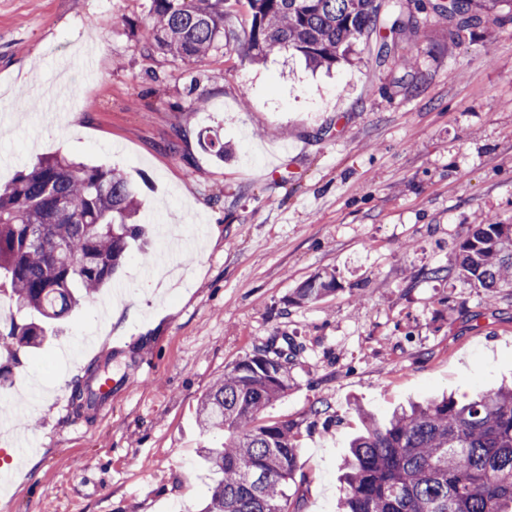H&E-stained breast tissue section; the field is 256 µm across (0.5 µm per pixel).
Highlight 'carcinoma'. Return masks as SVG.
<instances>
[{
    "instance_id": "cac0c4a2",
    "label": "carcinoma",
    "mask_w": 512,
    "mask_h": 512,
    "mask_svg": "<svg viewBox=\"0 0 512 512\" xmlns=\"http://www.w3.org/2000/svg\"><path fill=\"white\" fill-rule=\"evenodd\" d=\"M227 0H151L147 58L162 54L197 64L220 47L245 49L255 62L288 51L311 67L348 60L353 43L384 28L391 39L415 37L400 0H246L252 20L230 24ZM512 14V0H440L442 17L473 9ZM141 190L118 168L61 156L40 157L0 189V297L15 316L0 321V349L16 364L40 348L86 298L106 288L131 244L147 243L138 221ZM488 294H512V224L476 225L460 244L454 269L432 267ZM336 291V278L316 276L290 302H315ZM272 337L224 370L201 397L202 430L223 441L202 459L217 476L204 512H298L286 486L293 480L298 426L265 423L259 414L288 394L290 355L297 346ZM75 385L77 411L98 404L92 379ZM339 512H512V384L468 400L443 395L394 412L383 424L365 416L342 464Z\"/></svg>"
}]
</instances>
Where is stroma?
Wrapping results in <instances>:
<instances>
[{
    "mask_svg": "<svg viewBox=\"0 0 512 512\" xmlns=\"http://www.w3.org/2000/svg\"><path fill=\"white\" fill-rule=\"evenodd\" d=\"M434 2L402 0L410 68L364 51L315 72L232 46L144 58L150 0H0V187L38 156L117 167L156 242L20 364L0 357V512H200L218 437L198 402L273 336L298 352L260 419L299 426L300 512H335L359 409L512 376V295L421 275L485 217L512 224V19ZM319 274L335 293L291 304ZM106 361L122 388L63 410Z\"/></svg>",
    "mask_w": 512,
    "mask_h": 512,
    "instance_id": "1",
    "label": "stroma"
}]
</instances>
